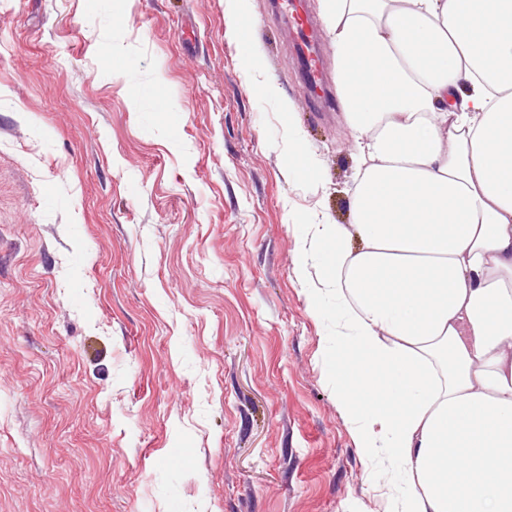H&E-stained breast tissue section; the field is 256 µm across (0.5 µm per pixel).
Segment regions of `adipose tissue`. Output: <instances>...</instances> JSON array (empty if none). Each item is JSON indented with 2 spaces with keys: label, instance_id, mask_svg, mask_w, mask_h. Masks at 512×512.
Masks as SVG:
<instances>
[{
  "label": "adipose tissue",
  "instance_id": "1",
  "mask_svg": "<svg viewBox=\"0 0 512 512\" xmlns=\"http://www.w3.org/2000/svg\"><path fill=\"white\" fill-rule=\"evenodd\" d=\"M353 221L301 238L395 512H512V0H322Z\"/></svg>",
  "mask_w": 512,
  "mask_h": 512
}]
</instances>
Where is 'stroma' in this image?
I'll return each mask as SVG.
<instances>
[{
	"mask_svg": "<svg viewBox=\"0 0 512 512\" xmlns=\"http://www.w3.org/2000/svg\"><path fill=\"white\" fill-rule=\"evenodd\" d=\"M274 3L0 0V512H393L296 264L352 138Z\"/></svg>",
	"mask_w": 512,
	"mask_h": 512,
	"instance_id": "1",
	"label": "stroma"
}]
</instances>
